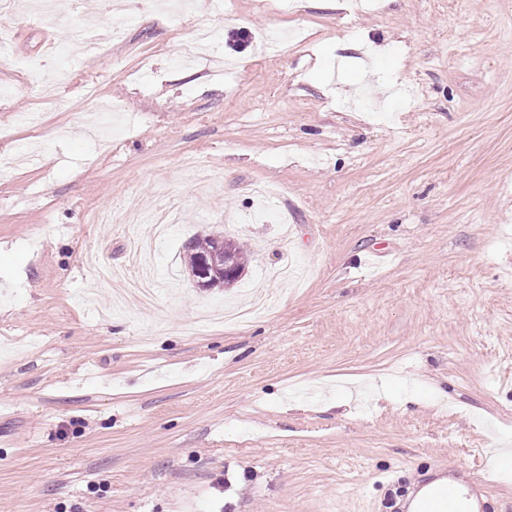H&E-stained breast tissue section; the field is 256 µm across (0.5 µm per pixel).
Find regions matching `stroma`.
<instances>
[{"label": "stroma", "mask_w": 512, "mask_h": 512, "mask_svg": "<svg viewBox=\"0 0 512 512\" xmlns=\"http://www.w3.org/2000/svg\"><path fill=\"white\" fill-rule=\"evenodd\" d=\"M25 2L0 0V512H392L512 449V0ZM131 199L182 221L97 223ZM217 234L248 268L202 292L181 258ZM132 236L160 295L101 320Z\"/></svg>", "instance_id": "35a3bbf8"}]
</instances>
